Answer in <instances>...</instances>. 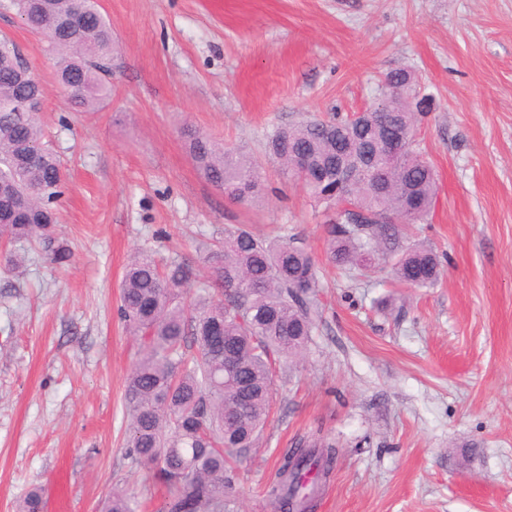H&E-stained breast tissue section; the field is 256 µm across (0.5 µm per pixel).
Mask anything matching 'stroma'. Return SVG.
<instances>
[{
	"label": "stroma",
	"mask_w": 512,
	"mask_h": 512,
	"mask_svg": "<svg viewBox=\"0 0 512 512\" xmlns=\"http://www.w3.org/2000/svg\"><path fill=\"white\" fill-rule=\"evenodd\" d=\"M117 53L112 95L74 111L57 57L0 0L49 97L41 124L65 166L57 243L0 271V512L33 485L43 512H98L115 487L163 512L167 493L125 458L126 378L137 343L118 316L130 257H181L207 275L225 226L295 234L320 273L322 319L276 380L260 448L227 512H274V464L296 436L339 450L315 512H512V0H99ZM432 99L417 126L434 207L409 243L438 253L428 288L346 276L322 216L266 153L267 135L365 108L386 73ZM192 127L259 164L241 205L213 187Z\"/></svg>",
	"instance_id": "obj_1"
}]
</instances>
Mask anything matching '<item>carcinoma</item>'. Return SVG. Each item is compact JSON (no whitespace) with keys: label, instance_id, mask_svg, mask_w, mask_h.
<instances>
[{"label":"carcinoma","instance_id":"cac0c4a2","mask_svg":"<svg viewBox=\"0 0 512 512\" xmlns=\"http://www.w3.org/2000/svg\"><path fill=\"white\" fill-rule=\"evenodd\" d=\"M28 30L44 36L58 54L57 79L73 109L93 112L112 91V26L97 0H12ZM20 50L0 38V181L10 197L25 201L20 217L8 214L0 198V242L4 267L19 268L24 255L15 243L38 244L62 265L70 253L55 244L54 204L63 195L60 156L45 138L37 112L18 107L36 89L33 72H20ZM419 84L404 69L387 73L377 99L386 110L373 122L349 115L314 119L267 137L266 148L284 171L302 181L326 217L328 263L349 274L375 261L391 265L394 278L424 288L439 278L440 261L432 249L405 244L408 225L423 220L437 194V175L415 147L396 164L384 192L365 175L349 190L333 180L342 150L373 149L393 120L414 131ZM189 151L207 179L232 202L247 204L266 186L256 161L189 130ZM35 161L20 162L23 152ZM307 175L299 176L303 159ZM368 217L382 209L400 218L391 224L336 222L334 211ZM212 271L198 280L195 268L170 259L159 263L148 253L128 264L118 314L138 344V358L125 384L130 422L126 457L151 469L172 492L167 512H224V498L240 480L239 463L260 447L275 386L276 365L296 358L321 318L318 269L296 237L257 235L246 224L224 231L212 251ZM338 449L321 437L299 440L282 454L270 478V494L279 510L314 508L320 487L300 481L298 471L322 464L334 470ZM135 494L114 488L99 512H136ZM43 491L30 490L19 512H41Z\"/></svg>","mask_w":512,"mask_h":512}]
</instances>
